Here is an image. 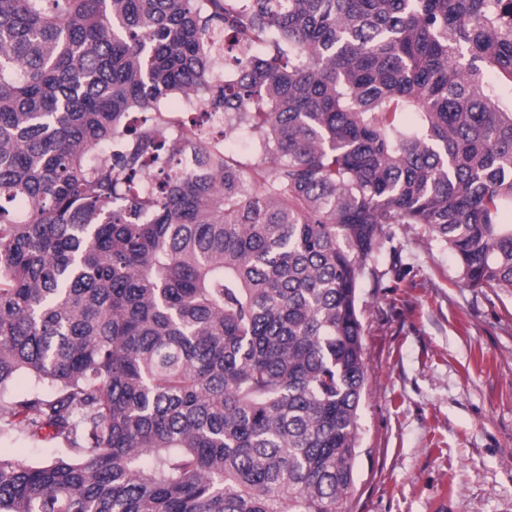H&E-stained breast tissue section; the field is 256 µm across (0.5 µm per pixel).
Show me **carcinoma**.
Listing matches in <instances>:
<instances>
[{
  "label": "carcinoma",
  "mask_w": 512,
  "mask_h": 512,
  "mask_svg": "<svg viewBox=\"0 0 512 512\" xmlns=\"http://www.w3.org/2000/svg\"><path fill=\"white\" fill-rule=\"evenodd\" d=\"M509 90L512 0H0V512H344L385 227L512 292ZM216 67L213 72V83L218 86L232 85L236 80L237 64L231 57L224 60L223 47L216 53ZM203 133L208 137L211 143L219 149H224V140L237 139L248 133L245 129L236 127H226V137H224V110L221 112H210L207 126ZM230 152L242 161L253 155V141L250 134L243 136L237 143L230 145ZM62 443L53 440L48 434L40 438L13 437L0 438V453L14 455L28 461H49Z\"/></svg>",
  "instance_id": "1"
}]
</instances>
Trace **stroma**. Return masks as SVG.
I'll use <instances>...</instances> for the list:
<instances>
[{"instance_id": "obj_1", "label": "stroma", "mask_w": 512, "mask_h": 512, "mask_svg": "<svg viewBox=\"0 0 512 512\" xmlns=\"http://www.w3.org/2000/svg\"><path fill=\"white\" fill-rule=\"evenodd\" d=\"M358 290L366 386L346 512H512V295L470 288L423 227H391Z\"/></svg>"}]
</instances>
